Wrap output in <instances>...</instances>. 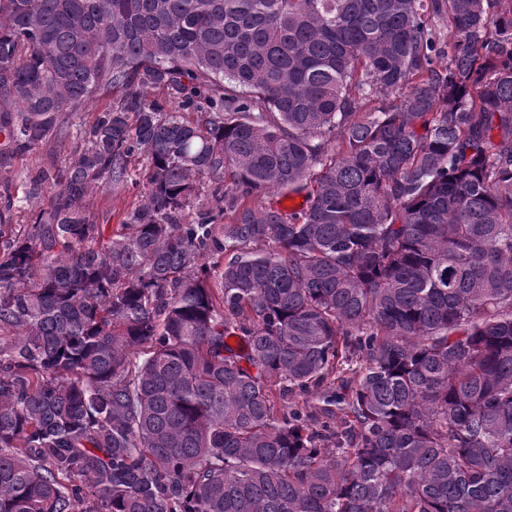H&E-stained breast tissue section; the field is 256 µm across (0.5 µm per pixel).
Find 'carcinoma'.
<instances>
[{
  "label": "carcinoma",
  "mask_w": 512,
  "mask_h": 512,
  "mask_svg": "<svg viewBox=\"0 0 512 512\" xmlns=\"http://www.w3.org/2000/svg\"><path fill=\"white\" fill-rule=\"evenodd\" d=\"M104 91L0 193V512H512V0H0L6 145ZM80 146L74 132L66 139L45 142L28 153L11 155L5 150L6 159L0 164V192L3 193L7 188L14 198L24 200L19 204L20 209L14 210L11 223L16 224L14 227L19 229L26 224H32L36 215L48 207L47 195L25 198L28 195L30 180L42 168L50 167L53 161L56 164V173L61 172L66 164L79 154ZM147 159L140 158L139 164L133 165L127 182L112 186V192L93 191L86 198V207L96 224H106L107 232L116 231L119 224H125L128 213L138 206V190L135 182L142 179Z\"/></svg>",
  "instance_id": "obj_1"
}]
</instances>
